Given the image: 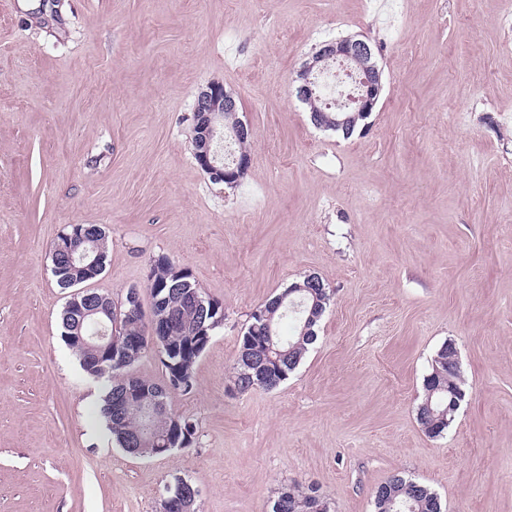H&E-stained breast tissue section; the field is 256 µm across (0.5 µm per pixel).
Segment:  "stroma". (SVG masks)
Returning a JSON list of instances; mask_svg holds the SVG:
<instances>
[{
	"instance_id": "obj_1",
	"label": "stroma",
	"mask_w": 512,
	"mask_h": 512,
	"mask_svg": "<svg viewBox=\"0 0 512 512\" xmlns=\"http://www.w3.org/2000/svg\"><path fill=\"white\" fill-rule=\"evenodd\" d=\"M359 33L383 70L350 138L315 127L292 81ZM213 81L251 166L213 183L192 113ZM255 217L243 221L245 209ZM100 224L87 290L143 308L168 256L224 306L189 394L187 448L137 457L101 415L104 377L62 335L51 250ZM333 292L278 388L237 392L251 314L308 274ZM454 344L466 396L442 436L417 419ZM393 474L446 512H512V8L506 0H0V512H159L174 478L197 512H271L286 484L374 512Z\"/></svg>"
}]
</instances>
